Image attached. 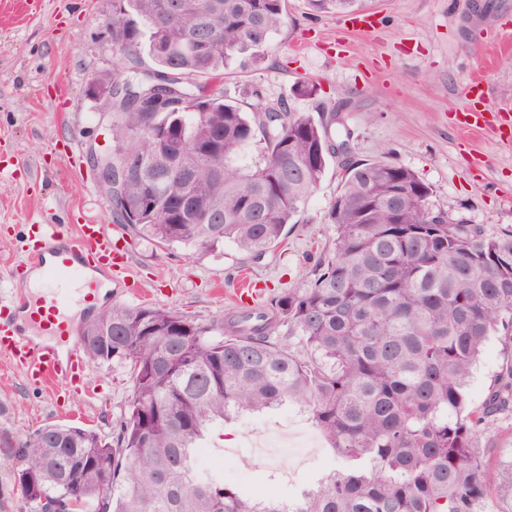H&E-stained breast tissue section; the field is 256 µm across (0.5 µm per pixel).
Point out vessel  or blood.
<instances>
[{"label":"vessel or blood","instance_id":"obj_1","mask_svg":"<svg viewBox=\"0 0 512 512\" xmlns=\"http://www.w3.org/2000/svg\"><path fill=\"white\" fill-rule=\"evenodd\" d=\"M115 233V226L93 217L72 233L55 224L30 226L29 255L20 268L42 267L44 291L34 301L20 293L0 298V307L24 311L30 325L49 335L48 341L37 342L0 320V357L11 361L30 385L83 377L85 363L68 305L75 301L91 307L115 266L125 262V250Z\"/></svg>","mask_w":512,"mask_h":512}]
</instances>
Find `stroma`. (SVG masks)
Here are the masks:
<instances>
[{
  "label": "stroma",
  "instance_id": "1",
  "mask_svg": "<svg viewBox=\"0 0 512 512\" xmlns=\"http://www.w3.org/2000/svg\"><path fill=\"white\" fill-rule=\"evenodd\" d=\"M376 31L349 38L343 16L310 15L305 0H287L288 20L261 63H229L219 86L241 106L259 90L267 105L286 102L328 118L338 111L335 140L350 157L390 152L433 190V202L456 221L512 228V142L497 127L457 130L463 90L483 75L485 109L512 105V45L495 41L512 25V0H369ZM112 0H0V293L11 289L26 257L30 224L83 223L93 214L113 223L112 201L91 167V152L112 144L110 116L88 92L93 75L114 62ZM69 96L58 100L56 86ZM313 95L298 94L300 84ZM329 164L284 242L253 261L235 247L206 255L168 249L126 233L132 289L112 285L111 299L130 306L177 309L200 322L220 319L240 303L258 308L272 294L305 287L315 260L331 247L327 212L336 196ZM512 352L491 339L468 389L481 406ZM131 379L125 363L88 364L82 382L36 388L0 358V439L20 441L46 423H81L112 434ZM215 466L226 479L268 497L296 494L330 470L319 431L297 411L247 416L226 426Z\"/></svg>",
  "mask_w": 512,
  "mask_h": 512
}]
</instances>
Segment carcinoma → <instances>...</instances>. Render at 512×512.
Masks as SVG:
<instances>
[{
  "instance_id": "obj_1",
  "label": "carcinoma",
  "mask_w": 512,
  "mask_h": 512,
  "mask_svg": "<svg viewBox=\"0 0 512 512\" xmlns=\"http://www.w3.org/2000/svg\"><path fill=\"white\" fill-rule=\"evenodd\" d=\"M347 14L365 0H305ZM112 0L116 223L200 255L224 244L260 258L315 192L329 121L280 102L244 110L202 99L196 81L234 58H264L286 0ZM147 54L156 68L142 69ZM254 148L251 161L243 160ZM196 193L184 211L182 186ZM432 188L383 156L346 159L327 214L332 247L305 288L199 323L171 308L112 304L83 332L93 363L128 365L127 412L105 438L47 423L18 446L25 498L68 512H480L490 486L512 499V461L488 468L483 431L512 412V364L469 409L473 368L494 336L512 351V229L452 222ZM293 404L334 468L293 499L261 505L198 466L215 427Z\"/></svg>"
}]
</instances>
